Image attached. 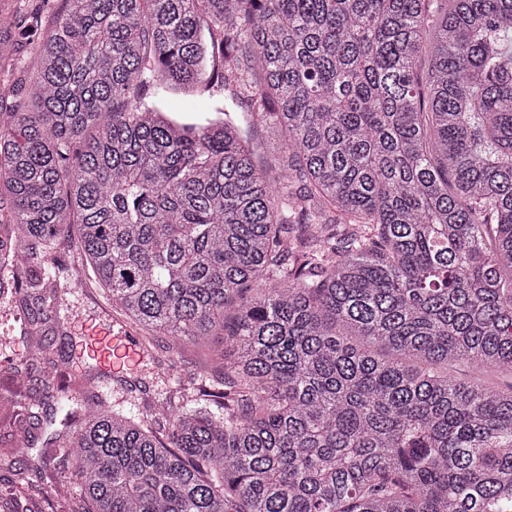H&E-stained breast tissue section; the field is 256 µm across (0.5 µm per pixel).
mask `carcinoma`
I'll return each mask as SVG.
<instances>
[{
  "label": "carcinoma",
  "instance_id": "carcinoma-1",
  "mask_svg": "<svg viewBox=\"0 0 512 512\" xmlns=\"http://www.w3.org/2000/svg\"><path fill=\"white\" fill-rule=\"evenodd\" d=\"M88 282L149 359L224 354L188 386L144 366L138 420L53 363L45 493L512 512V383L448 371L512 377V0H0V304L43 355ZM29 366L0 462L31 449Z\"/></svg>",
  "mask_w": 512,
  "mask_h": 512
}]
</instances>
